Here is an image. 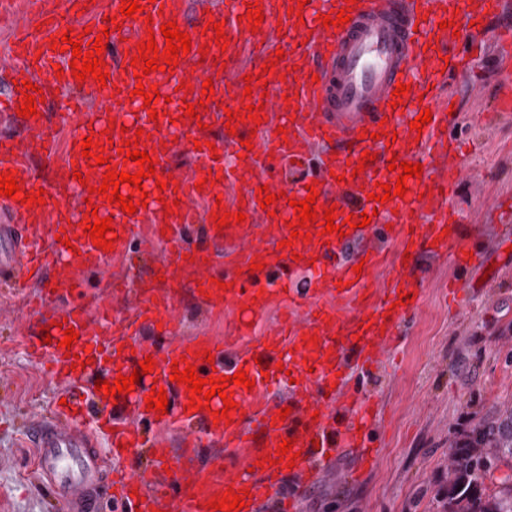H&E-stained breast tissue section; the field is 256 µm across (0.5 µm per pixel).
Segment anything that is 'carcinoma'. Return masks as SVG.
<instances>
[{
    "label": "carcinoma",
    "mask_w": 512,
    "mask_h": 512,
    "mask_svg": "<svg viewBox=\"0 0 512 512\" xmlns=\"http://www.w3.org/2000/svg\"><path fill=\"white\" fill-rule=\"evenodd\" d=\"M506 468L501 477L494 472ZM445 512H512V408L496 410L452 448Z\"/></svg>",
    "instance_id": "obj_1"
}]
</instances>
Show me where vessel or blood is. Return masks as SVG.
<instances>
[{
  "mask_svg": "<svg viewBox=\"0 0 512 512\" xmlns=\"http://www.w3.org/2000/svg\"><path fill=\"white\" fill-rule=\"evenodd\" d=\"M37 5L39 31L22 23L15 29L14 49L0 56V71L12 85L0 108L16 112L26 91L24 82L37 85L43 94L53 90L95 88L93 79L77 80L70 72L71 51L52 50V38L63 37L68 27L59 16L73 12L84 19L90 35L108 32L109 44L122 45L127 54L121 64L106 60L109 76L103 89L110 110L66 107L61 121L69 130L64 151L45 131V116L24 120L22 134L0 136V173L13 172L26 191L44 190L45 205H29L0 198L7 220L0 224V282L15 284L55 270L59 293L74 301L52 313L49 331H30L27 351L31 358L47 359L52 378L63 387L67 400L57 417L34 424L28 438L36 450L35 464L56 499L68 512H100L103 497H110L116 512H207L209 502L221 499L227 489L245 490L241 512L277 496L279 505L296 506L316 481L322 463L351 452L357 459L352 478L359 479L377 466L381 448L375 437L378 410L358 380L391 361L409 322L424 298L412 280V264H404L397 278L382 280L378 271L388 262L374 239L393 241L397 255L430 252L449 256L457 273L484 265L486 256L465 237L448 201L465 177L467 165L454 134L457 116L449 107L454 89L443 68L453 62L458 79L468 75V52L473 47L472 25L503 17L512 0H309L302 13H294L297 0H258L264 20L258 29L242 21L245 0H224L223 9L210 13L223 24L227 48L214 43L215 31L194 28L191 50L178 66L150 73L136 80L132 59L138 44L155 38L165 48L163 34L149 35L150 25L181 20L185 0H139L142 12L121 16V0H30ZM348 10L350 21L324 27L323 17ZM117 27L107 30V19ZM454 20L451 30H440L443 20ZM285 36L283 60L275 62L259 52L261 38L273 29ZM502 66L510 72L500 85L496 109L512 112V28L502 27L494 36ZM253 48V63L242 65L245 48ZM251 82H244V75ZM215 77L214 95L236 111L233 130L205 146L200 122L207 111L178 126L166 122L167 114L184 113L189 102L202 99L205 77ZM157 86L152 100L159 122L149 111L131 109V92L137 84ZM409 85L403 99H395L397 84ZM251 98H244V91ZM261 106L260 121L246 118L247 105ZM432 112L423 130L410 123L421 110ZM115 119L118 128L110 141L93 148L105 155L109 167L138 173L140 165L125 159L118 149L139 138V150L156 161L157 177L168 178L166 189L156 179H144L142 191L119 187L122 195L147 199V206L132 214L104 196L93 195L91 204L69 208L70 199L84 185L100 186L107 167L90 165L83 157V138L98 126ZM250 146H243V139ZM199 140L192 150L190 170L173 167L168 157L178 143ZM376 156L365 171L357 165L364 152ZM423 163L421 177L408 179L406 196L370 202L378 184H395L396 173L387 168L391 157ZM53 170L50 182L40 185L34 160ZM306 167L302 179L284 183L287 164ZM240 185L241 193L230 203H217L226 185ZM268 186L276 200L262 210L260 186ZM317 191L316 210L335 207V223L342 235H325L324 219H317L310 240L292 239L291 223L297 217L291 200H304ZM175 203V212L164 215L163 202ZM204 202L205 218L217 212L244 213L246 220L217 230L209 227L211 241H224L223 256L210 247L187 246L184 230L193 224L197 202ZM369 212L364 228H351L348 216ZM112 218L116 240L112 251L94 246L83 227L91 215ZM165 239L169 248L156 265L154 281L131 284L128 276L113 278L116 288L134 287L137 304L132 321H107L99 325L96 299L79 300L77 268H98L107 259H127L136 242ZM263 263L253 273L251 262ZM362 273H355V266ZM307 269L306 288L293 286L299 269ZM199 284L208 293L207 305L216 314L237 315L236 336L244 344L232 362H224L223 342L209 336L185 340L177 336V299L181 288ZM409 304L399 305L400 296ZM275 319L263 335H255L253 321L267 314ZM156 331L160 344L144 342L132 326ZM79 338L71 348L61 347L67 328ZM50 342H43V335ZM212 362H204V354ZM154 370L140 378L132 393L110 397L94 391L97 402L127 407V419L84 425L82 378L103 371L107 381L131 375L145 357ZM195 365L199 377L219 378L246 372L253 389L230 384L236 403L228 421L216 420L223 409L212 397L208 410L190 407L191 393L170 378L175 361ZM163 387L166 413L147 410L145 401L153 386ZM286 386L285 397L270 391ZM290 407L280 417L281 407ZM200 423L204 434L224 444L223 454L210 465L197 466L196 450L188 447L171 453L162 445L151 450V465L138 473L113 479L109 457L134 453L144 445L142 424L156 428L187 427ZM107 434L108 452H101L97 432ZM293 440L299 456L294 467L279 462L281 442ZM294 476L290 494H283L287 476Z\"/></svg>",
  "mask_w": 512,
  "mask_h": 512,
  "instance_id": "b4317fda",
  "label": "vessel or blood"
}]
</instances>
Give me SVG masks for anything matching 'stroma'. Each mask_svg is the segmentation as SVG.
<instances>
[{"mask_svg": "<svg viewBox=\"0 0 512 512\" xmlns=\"http://www.w3.org/2000/svg\"><path fill=\"white\" fill-rule=\"evenodd\" d=\"M471 58V73L453 99L469 167L453 206L465 233L504 267L489 284L483 270L469 272L482 287L453 302L450 259L424 253L415 260L424 301L404 329L393 369L363 379L383 411L380 464L354 483L347 480L353 455L324 464L300 512H443L448 456L460 433L492 408L512 406V257L498 253L500 216L488 210L493 200L512 197V114L495 110L501 82L496 44L486 43ZM40 290L33 284L27 294L0 295V512H65L36 473L26 436L27 422L47 415L61 392L24 349V331L65 305L64 297L53 296L45 309L29 308L27 295ZM178 307L182 338L223 335L224 322L191 289L180 293Z\"/></svg>", "mask_w": 512, "mask_h": 512, "instance_id": "1", "label": "stroma"}]
</instances>
